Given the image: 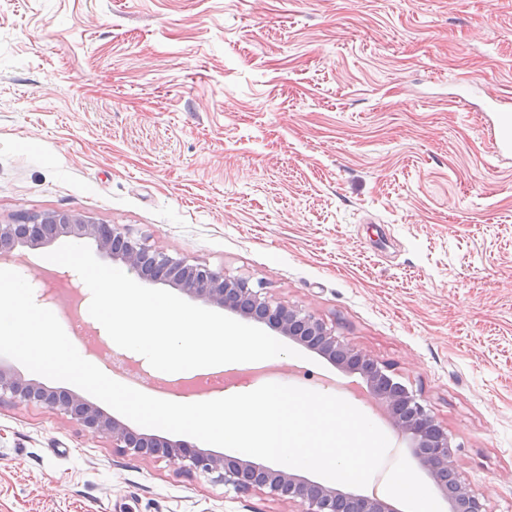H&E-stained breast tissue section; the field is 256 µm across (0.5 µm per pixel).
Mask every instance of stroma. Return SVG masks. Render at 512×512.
<instances>
[{
	"instance_id": "35a3bbf8",
	"label": "stroma",
	"mask_w": 512,
	"mask_h": 512,
	"mask_svg": "<svg viewBox=\"0 0 512 512\" xmlns=\"http://www.w3.org/2000/svg\"><path fill=\"white\" fill-rule=\"evenodd\" d=\"M489 90L512 99V0H0V221L80 213L314 312L422 396L461 480L512 512V160L492 148ZM15 270L140 389L193 379L116 347L73 269ZM277 368L384 428L399 512H448L331 363ZM0 512L298 507L6 398Z\"/></svg>"
}]
</instances>
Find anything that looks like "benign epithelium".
Here are the masks:
<instances>
[{
	"label": "benign epithelium",
	"instance_id": "1",
	"mask_svg": "<svg viewBox=\"0 0 512 512\" xmlns=\"http://www.w3.org/2000/svg\"><path fill=\"white\" fill-rule=\"evenodd\" d=\"M92 241L104 256L140 278L170 283L204 303L264 323L280 335L312 350L347 374H360L367 391L386 411L390 426L411 441L412 454L448 503V512H489L485 500L459 479L451 454L448 428L391 366L336 336L314 313L273 301L245 276H230L203 264H190L156 251L110 224L69 211L21 216L0 224V260L19 248L53 243L59 237ZM45 405L83 427L112 439L123 452L143 459L166 460L187 471L216 475V480L243 495L261 491L269 497L298 503L301 512H395L375 495L345 491L301 475L294 467H272L229 455H215L183 440L139 432L107 415L76 393L58 391L0 366V397Z\"/></svg>",
	"mask_w": 512,
	"mask_h": 512
}]
</instances>
